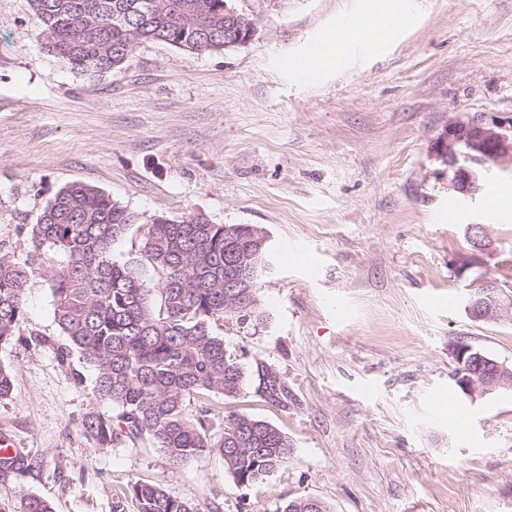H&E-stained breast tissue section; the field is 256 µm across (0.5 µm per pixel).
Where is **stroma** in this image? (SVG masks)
<instances>
[{
    "mask_svg": "<svg viewBox=\"0 0 512 512\" xmlns=\"http://www.w3.org/2000/svg\"><path fill=\"white\" fill-rule=\"evenodd\" d=\"M257 31L245 45L189 54L137 47L104 73L64 65L43 47L29 0H0V253L25 260L31 227L64 186H95L139 221L113 257H135L154 216L204 214L254 224L272 247L259 283L262 321L215 332L249 371L264 364L288 390L275 407L249 383L233 400L188 402L218 441L236 411L291 443L263 482L238 485L222 457L171 466L148 438L107 448L80 430L85 413L115 415L94 373L54 318L49 251L30 278L20 334L0 346L13 373L0 433L29 470L0 473V499L33 494L55 512H136L122 499L142 480L204 512H276L311 497L331 512H512V389L452 390L467 344L512 370V320H473L466 288L512 290V168L462 199L458 223L436 139L450 122L512 126V0H413L380 50L307 83L279 66L348 12L353 0H236ZM482 227L474 245L467 227ZM315 256L304 268L281 238ZM470 408L461 430L441 391Z\"/></svg>",
    "mask_w": 512,
    "mask_h": 512,
    "instance_id": "35a3bbf8",
    "label": "stroma"
}]
</instances>
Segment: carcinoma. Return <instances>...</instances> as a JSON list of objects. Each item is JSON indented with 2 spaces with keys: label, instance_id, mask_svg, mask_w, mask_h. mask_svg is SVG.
<instances>
[{
  "label": "carcinoma",
  "instance_id": "carcinoma-1",
  "mask_svg": "<svg viewBox=\"0 0 512 512\" xmlns=\"http://www.w3.org/2000/svg\"><path fill=\"white\" fill-rule=\"evenodd\" d=\"M44 26L46 47L73 69L106 72L143 43H165L196 53L224 48L225 0H29ZM134 213L102 190L83 183L60 189L31 233L22 262L0 254V344L11 343L23 321V294L45 248L66 258L52 275L55 320L95 373L94 396L119 410L89 411L80 427L99 447L150 437L168 462L180 466L216 452L239 485L259 483L284 464L291 444L278 428L249 415L226 416L220 440L207 438L205 421L185 413L190 399L212 394L237 398L244 367L214 327L247 308L259 320L258 284L270 269L269 245L248 237L249 224H211L190 214L148 225L138 256L123 263L112 248ZM255 271L250 288L224 287V264ZM157 280L145 275L146 269ZM257 392L280 406L287 392L278 373L257 369ZM126 494L137 512H202L191 499L162 487L132 482ZM283 503L277 512H330L321 501ZM0 512H54L46 498L23 494L0 500Z\"/></svg>",
  "mask_w": 512,
  "mask_h": 512
}]
</instances>
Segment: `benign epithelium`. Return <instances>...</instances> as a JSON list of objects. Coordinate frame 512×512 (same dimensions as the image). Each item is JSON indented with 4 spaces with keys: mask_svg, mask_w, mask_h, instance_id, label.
Returning <instances> with one entry per match:
<instances>
[{
    "mask_svg": "<svg viewBox=\"0 0 512 512\" xmlns=\"http://www.w3.org/2000/svg\"><path fill=\"white\" fill-rule=\"evenodd\" d=\"M256 33V21L227 31V40L244 45ZM437 157L448 167V188L473 197L483 187V165L512 166V127L475 120L450 123L440 134L434 147ZM250 287L244 272L224 269V287ZM467 312L475 320L509 317L512 315V292L498 282L481 278L467 288ZM509 386L508 372L498 368L488 372H474L462 381L463 391L470 395H485L500 387Z\"/></svg>",
    "mask_w": 512,
    "mask_h": 512,
    "instance_id": "7a95c632",
    "label": "benign epithelium"
}]
</instances>
